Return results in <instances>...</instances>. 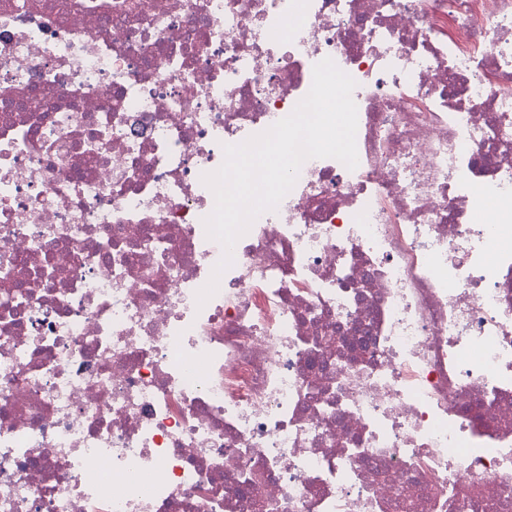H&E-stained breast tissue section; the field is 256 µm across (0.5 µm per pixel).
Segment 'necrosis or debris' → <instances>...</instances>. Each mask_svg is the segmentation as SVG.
<instances>
[{"instance_id":"obj_1","label":"necrosis or debris","mask_w":512,"mask_h":512,"mask_svg":"<svg viewBox=\"0 0 512 512\" xmlns=\"http://www.w3.org/2000/svg\"><path fill=\"white\" fill-rule=\"evenodd\" d=\"M326 58L357 167L198 304ZM0 512H512V0H0Z\"/></svg>"}]
</instances>
